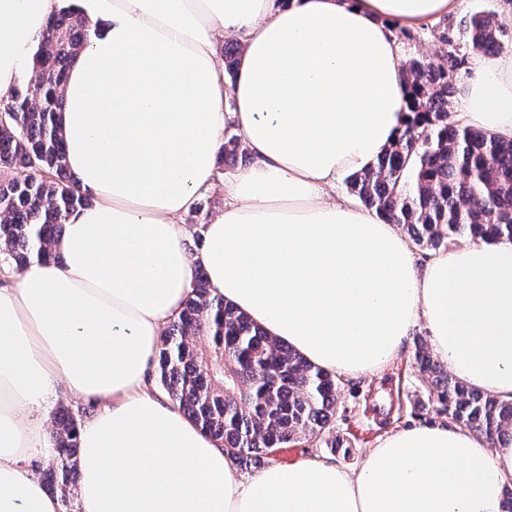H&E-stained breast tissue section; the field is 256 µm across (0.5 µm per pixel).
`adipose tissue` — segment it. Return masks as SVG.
<instances>
[{
  "label": "adipose tissue",
  "instance_id": "ef3b65f1",
  "mask_svg": "<svg viewBox=\"0 0 512 512\" xmlns=\"http://www.w3.org/2000/svg\"><path fill=\"white\" fill-rule=\"evenodd\" d=\"M89 23L59 125L91 197L57 262L0 286V512H59L30 468L56 448L42 411L64 385L94 401L80 428L78 512H502L512 444L456 426L385 437L347 470L301 459L238 476L215 439L147 383L194 273L325 372L382 370L417 324L456 378L512 400V242L417 268L407 238L336 196L404 125L397 34L466 0H80ZM62 0H0V97L25 75ZM234 39V72L218 60ZM452 118L512 139V50L476 53ZM251 158L201 231L224 132ZM198 203L196 205L198 208L195 207L184 218L185 224H191L197 229L201 228L202 224H207L210 218L223 207L224 194L216 187L201 194Z\"/></svg>",
  "mask_w": 512,
  "mask_h": 512
}]
</instances>
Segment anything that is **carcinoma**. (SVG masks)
<instances>
[{
    "label": "carcinoma",
    "mask_w": 512,
    "mask_h": 512,
    "mask_svg": "<svg viewBox=\"0 0 512 512\" xmlns=\"http://www.w3.org/2000/svg\"><path fill=\"white\" fill-rule=\"evenodd\" d=\"M443 61L412 60L404 130L368 169L348 178V189L412 242L445 248L456 237L512 241V140L457 124L448 104L458 92L469 52H495L512 35L492 12L474 13L467 41L447 20L432 26ZM88 38L77 8L52 17L32 55L30 76L0 100V261L15 270L56 259L55 241L66 217L90 203L68 174L56 115L73 54ZM156 359L159 383L227 458L248 465L278 448L317 439L336 447L330 424L338 379L268 336L244 313L211 293L205 273L169 322ZM428 399L459 427L490 447L512 441V400L472 389L417 353ZM58 458L44 474L51 490L66 493L77 481L79 423L55 417Z\"/></svg>",
    "instance_id": "obj_1"
}]
</instances>
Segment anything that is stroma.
Instances as JSON below:
<instances>
[{"mask_svg": "<svg viewBox=\"0 0 512 512\" xmlns=\"http://www.w3.org/2000/svg\"><path fill=\"white\" fill-rule=\"evenodd\" d=\"M430 342L424 325H416L390 363L377 375L341 380L333 420V434L343 448L332 451L307 441L280 449L270 463L288 464L311 457L342 468L361 465L364 457L387 435L419 424H444L447 415L429 404L414 360L418 345Z\"/></svg>", "mask_w": 512, "mask_h": 512, "instance_id": "1", "label": "stroma"}]
</instances>
